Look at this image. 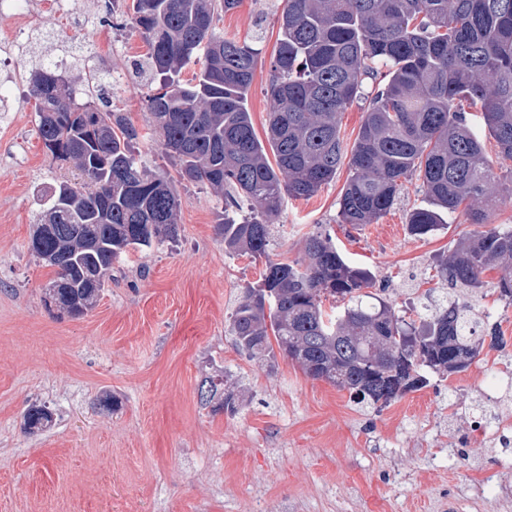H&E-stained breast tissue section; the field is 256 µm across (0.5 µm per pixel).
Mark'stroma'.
I'll use <instances>...</instances> for the list:
<instances>
[{
  "mask_svg": "<svg viewBox=\"0 0 512 512\" xmlns=\"http://www.w3.org/2000/svg\"><path fill=\"white\" fill-rule=\"evenodd\" d=\"M19 2L38 25L23 51L0 53V512H512V429L475 433L512 417V387L494 400L482 391L496 372L512 378V305L498 298V271L470 303L480 334L500 332L506 346L483 348L464 373H430L427 388L380 411L283 355L259 361L235 347L231 316L266 259L225 251L224 203L208 185H179L177 237L123 255L86 315L52 301L55 269L30 239L71 167L52 161L38 135L31 69L67 59L63 77L88 94L91 71L110 70L109 104L137 132L138 164L176 168L147 132V88L135 73L146 45L120 23L124 0H70L67 12ZM283 7L241 0L218 23L260 50L247 103L260 137ZM349 177L341 166L313 197L285 201L268 259L294 261L306 237L330 235L349 263L371 271V294L417 319L428 292L450 289L433 276L436 258L475 227L459 213L411 237L405 215L424 204L414 182L377 223H341ZM207 381L214 397L200 395ZM230 391L232 414L222 407ZM33 405L53 421L30 433Z\"/></svg>",
  "mask_w": 512,
  "mask_h": 512,
  "instance_id": "1",
  "label": "stroma"
}]
</instances>
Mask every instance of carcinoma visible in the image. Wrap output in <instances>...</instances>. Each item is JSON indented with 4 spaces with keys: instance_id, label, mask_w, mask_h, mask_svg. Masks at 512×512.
<instances>
[{
    "instance_id": "carcinoma-1",
    "label": "carcinoma",
    "mask_w": 512,
    "mask_h": 512,
    "mask_svg": "<svg viewBox=\"0 0 512 512\" xmlns=\"http://www.w3.org/2000/svg\"><path fill=\"white\" fill-rule=\"evenodd\" d=\"M239 3L131 0L127 12L147 46L152 132L181 180L208 184L226 213L252 206L250 217L221 223L224 249L266 258L232 316L235 345L259 360L277 348L367 406L425 387L423 367L467 371L485 338L466 302L431 298L417 326L381 298L364 300L371 272L351 266L329 235L308 237L304 257L292 263L268 259V246L284 197L314 196L344 163L351 175L339 218L356 227L377 223L413 180L428 201L407 214L417 238L461 208L468 223L487 224L497 204L512 200L460 108L479 107L498 153L511 160L512 0H285L267 87L272 161L247 108L259 50L217 31L221 13ZM197 58L199 73L183 82V67ZM29 84L39 137L53 160L74 169L54 188L31 250L52 256L49 296L76 318L123 254L177 236L179 195L166 175L138 165L130 151L136 131L124 118L75 103L73 82L49 66L32 70ZM359 101L367 108L348 150L341 115ZM436 268L470 292L499 269L495 288L512 304V227L460 238ZM326 301L335 305L330 313ZM52 419L33 405L24 427L39 430Z\"/></svg>"
}]
</instances>
